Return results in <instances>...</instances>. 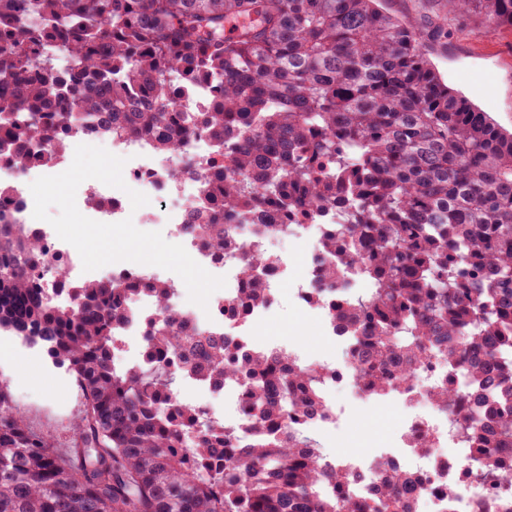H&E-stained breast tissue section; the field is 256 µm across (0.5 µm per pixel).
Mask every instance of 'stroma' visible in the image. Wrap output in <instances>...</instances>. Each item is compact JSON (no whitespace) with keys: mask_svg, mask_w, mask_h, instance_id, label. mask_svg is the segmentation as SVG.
Masks as SVG:
<instances>
[{"mask_svg":"<svg viewBox=\"0 0 512 512\" xmlns=\"http://www.w3.org/2000/svg\"><path fill=\"white\" fill-rule=\"evenodd\" d=\"M384 8L425 37V52L445 82L500 128L512 131V30L489 32L478 18L456 15L448 0H382ZM271 332L286 338L292 348L318 360L330 362L341 357L342 349L330 345L314 328L312 312L300 309L293 299L275 306ZM42 367L30 372L27 385L9 383L13 402L34 428L48 433L52 441L69 437L83 416L82 393L63 392L56 376L68 375L67 367L42 356ZM347 430L328 438L311 432L315 443L340 454L367 453L390 439L397 419L374 405L353 404Z\"/></svg>","mask_w":512,"mask_h":512,"instance_id":"1","label":"stroma"}]
</instances>
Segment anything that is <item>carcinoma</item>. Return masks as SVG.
<instances>
[{
	"label": "carcinoma",
	"mask_w": 512,
	"mask_h": 512,
	"mask_svg": "<svg viewBox=\"0 0 512 512\" xmlns=\"http://www.w3.org/2000/svg\"><path fill=\"white\" fill-rule=\"evenodd\" d=\"M448 2L489 31L512 28V0ZM422 44L381 0H0V144L25 163L32 146L62 147L80 123L175 153L196 123L164 73L212 84L202 127L228 147L234 174L201 178L213 214L190 211L188 231L222 255L226 215H311L351 200L319 247L358 263L371 284L354 297L336 288L338 268L322 272L363 387L379 394L432 360L465 372L488 413L465 411L446 382L431 398L484 463L488 487L512 485V133L448 88ZM8 195L0 185V329L68 363L87 409L55 445L0 381V512H410L412 474L394 472L361 503L305 434L265 437L324 411V372L278 351L242 359L222 336L177 328L165 316L172 284L146 288L158 314L146 367L116 365L112 328L139 281L72 284L60 261L75 304L48 302L32 273L41 241L8 223ZM272 262L243 260L240 313L264 302L256 272ZM183 375L247 383L259 437L200 423L173 395Z\"/></svg>",
	"instance_id": "obj_1"
}]
</instances>
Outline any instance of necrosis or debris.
Returning a JSON list of instances; mask_svg holds the SVG:
<instances>
[{"label":"necrosis or debris","mask_w":512,"mask_h":512,"mask_svg":"<svg viewBox=\"0 0 512 512\" xmlns=\"http://www.w3.org/2000/svg\"><path fill=\"white\" fill-rule=\"evenodd\" d=\"M86 144L106 149L124 158L125 189H117L96 179L83 181L76 191V204L86 217L102 223H117L132 219L137 224L155 226L163 238L182 245L188 254L210 274L225 278L224 288L215 291L207 307H199L188 299L184 283L175 282L168 299L169 313L184 327L202 329L229 339L241 356L248 357L263 349L286 350V341L269 336L255 337V325L268 322L270 310L284 295H292L299 307L312 310L318 316L319 332L329 341L339 344L344 340L339 325L333 321L325 302H314L317 289L322 288V269L340 265L344 268L342 285L345 288L366 287V280L356 265L347 263L338 253L322 251L318 242L326 225L340 223L342 214L329 210L320 216L295 217L287 230L275 227L276 215L263 214L242 223H232L229 234L233 246L223 256H215L197 238L185 230V218L190 210L208 211L209 206L199 192V178L207 164L217 161L218 149L204 131H196L175 154L157 153L148 138H115L112 135L74 127L65 146L46 142L39 144V161L23 166L10 159H0V184L10 190V207L15 223L31 227L42 239L43 257L39 271L48 284L47 296L55 303L64 302L65 291L54 282L57 260H64L67 271L75 280L123 282L134 278L153 282L163 276L160 267L134 262H116L105 269L84 270L78 251L61 240L54 228L33 216L34 200L31 183L42 176L58 175L73 162L75 149ZM146 195L150 203L134 211L128 205V190ZM108 199L109 207L90 205L91 197ZM307 234L313 245L307 253V266L300 277L288 271L285 255L279 254L271 267L259 270L266 298L260 307L239 315L235 304L240 296L242 282L239 260L243 254L268 251L278 240L298 234ZM126 316L114 327L113 333L123 346V365L137 370L145 364L146 324L156 315L149 293L129 295L125 302ZM356 359L351 351H343L339 363L326 364L327 376L321 385L322 400L327 409L324 416L294 421L295 430H316L331 435L347 425L349 416L336 403L339 388L351 387L363 402L390 407L397 415L399 431L388 444L367 454L341 456L335 451L323 450L327 469H343L352 479L356 497L364 503L373 502L386 475L393 471L411 472L421 483L410 503L413 512H504L512 507V486L488 490L483 469L475 462L471 448L460 437L448 420V415L429 398L433 386L450 380L460 391H467L469 382L464 373L449 371L447 363L432 362L417 366L412 379L404 385H393L387 392L374 396L366 392L354 372ZM244 384L216 385L201 380L185 381L177 389V396L188 402L202 421L232 422L242 438L252 431L240 413L245 399Z\"/></svg>","instance_id":"1"}]
</instances>
